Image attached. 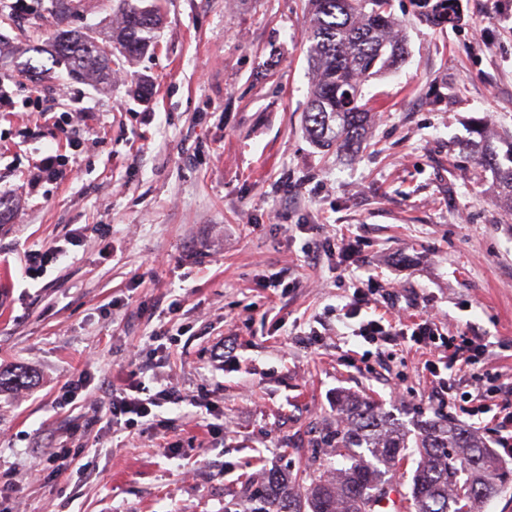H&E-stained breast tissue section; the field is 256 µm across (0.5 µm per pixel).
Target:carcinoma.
<instances>
[{"instance_id": "cac0c4a2", "label": "carcinoma", "mask_w": 512, "mask_h": 512, "mask_svg": "<svg viewBox=\"0 0 512 512\" xmlns=\"http://www.w3.org/2000/svg\"><path fill=\"white\" fill-rule=\"evenodd\" d=\"M143 0H120L117 26L99 39L88 33L62 31L53 43V62L89 84L112 81V48L131 63L155 45L160 25L157 8ZM392 0H307L308 57L314 82L303 128L317 146L348 154L362 140L371 108L362 102L365 82L401 63L403 36L394 28ZM421 20L456 26L460 0H413ZM469 142L476 165L495 174L498 194L512 201V135L498 142L484 130ZM25 371L0 372V391L28 383ZM345 426L338 430L336 456L350 466L310 477L268 471L241 502L224 512H372L390 487L388 475L406 459L420 460L410 489L401 497L403 512H482L489 500L512 486V471L503 466L471 430L434 418L421 424L415 440L382 405L348 396L340 409Z\"/></svg>"}]
</instances>
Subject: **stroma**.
I'll return each mask as SVG.
<instances>
[{
	"instance_id": "1",
	"label": "stroma",
	"mask_w": 512,
	"mask_h": 512,
	"mask_svg": "<svg viewBox=\"0 0 512 512\" xmlns=\"http://www.w3.org/2000/svg\"><path fill=\"white\" fill-rule=\"evenodd\" d=\"M64 24L0 0V370L32 385L0 392V512H224L262 469L337 467V398L368 395L416 434L442 413L503 465L487 414L439 409L424 355L352 336L358 288L395 287L404 324L436 313L444 336L486 345L482 375L512 386V203L466 146L474 119L512 131V0H461L431 27L393 0L404 61L369 80L367 136L348 155L304 133L312 71L306 0H160L154 49L93 87L21 66L59 28L106 34L116 0H85ZM69 123V139L57 126ZM54 155L62 182L26 183ZM328 240L316 258L304 243ZM68 250L37 281L30 250ZM287 271L295 288H264ZM233 346L237 367L215 361ZM86 376L85 401L61 386ZM169 383L207 395L163 427L95 420L112 390Z\"/></svg>"
}]
</instances>
